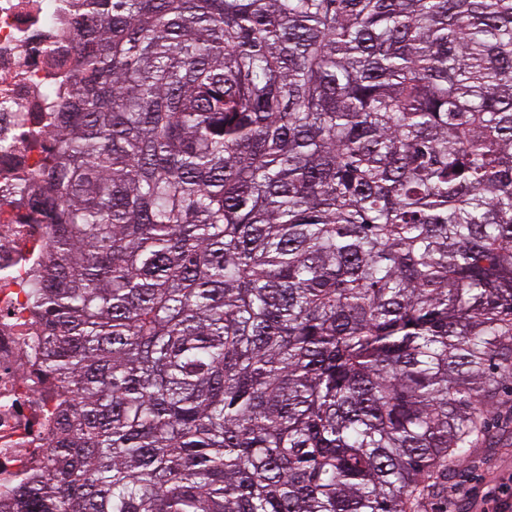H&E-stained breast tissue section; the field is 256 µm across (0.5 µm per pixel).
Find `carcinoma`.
Segmentation results:
<instances>
[{"label":"carcinoma","instance_id":"cac0c4a2","mask_svg":"<svg viewBox=\"0 0 512 512\" xmlns=\"http://www.w3.org/2000/svg\"><path fill=\"white\" fill-rule=\"evenodd\" d=\"M17 179L45 463L0 512H416L512 379V0H80Z\"/></svg>","mask_w":512,"mask_h":512}]
</instances>
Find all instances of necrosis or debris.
Returning <instances> with one entry per match:
<instances>
[{
  "mask_svg": "<svg viewBox=\"0 0 512 512\" xmlns=\"http://www.w3.org/2000/svg\"><path fill=\"white\" fill-rule=\"evenodd\" d=\"M63 0H0V130L15 133L11 152L0 151V195L36 155L20 134L36 107L56 99L59 79L48 44L71 49L74 30ZM45 224L21 223L15 211H0V481L43 462L49 441L42 423L51 400L40 383L31 334L29 285L32 271L18 259L22 242L44 239Z\"/></svg>",
  "mask_w": 512,
  "mask_h": 512,
  "instance_id": "1",
  "label": "necrosis or debris"
}]
</instances>
